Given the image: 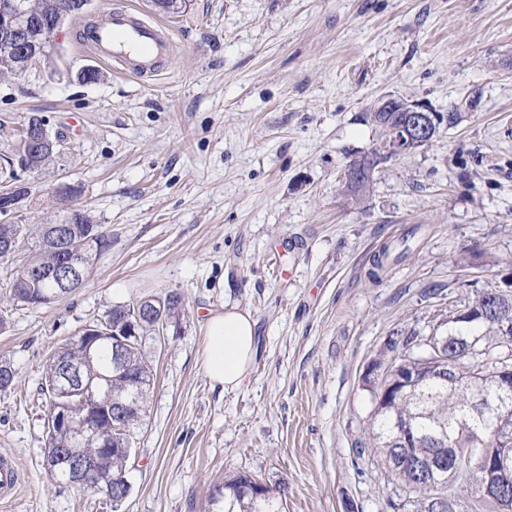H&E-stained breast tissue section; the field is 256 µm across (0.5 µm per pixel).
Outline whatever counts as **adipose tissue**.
Here are the masks:
<instances>
[{"label":"adipose tissue","mask_w":512,"mask_h":512,"mask_svg":"<svg viewBox=\"0 0 512 512\" xmlns=\"http://www.w3.org/2000/svg\"><path fill=\"white\" fill-rule=\"evenodd\" d=\"M203 336L202 366L207 377L225 390L240 387L257 355L252 315L235 306L210 310Z\"/></svg>","instance_id":"obj_1"}]
</instances>
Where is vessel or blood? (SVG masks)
<instances>
[{
    "mask_svg": "<svg viewBox=\"0 0 512 512\" xmlns=\"http://www.w3.org/2000/svg\"><path fill=\"white\" fill-rule=\"evenodd\" d=\"M84 45L99 61L120 62L127 73L144 77L159 72L173 52L171 36L156 23L137 17L133 10H113L90 28ZM20 483L14 460L0 458V499L9 500Z\"/></svg>",
    "mask_w": 512,
    "mask_h": 512,
    "instance_id": "obj_1",
    "label": "vessel or blood"
}]
</instances>
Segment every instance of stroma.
<instances>
[{
    "mask_svg": "<svg viewBox=\"0 0 512 512\" xmlns=\"http://www.w3.org/2000/svg\"><path fill=\"white\" fill-rule=\"evenodd\" d=\"M166 25L175 53L137 78L83 50L82 28L115 9ZM25 74L0 75V157L26 117L57 143L41 171L15 167L9 224L86 215L112 237L58 303L9 301L23 255L0 265V456L22 483L0 512H212L245 471L287 486L286 512H392L380 462L357 448L372 409L365 375L390 341L427 336L464 299L512 272V0H91ZM447 118L389 159L363 197L348 161L379 146L384 97ZM79 116L71 124V116ZM399 256L371 279L382 248ZM175 291L185 312L142 336L154 370L119 507L43 467L46 360L119 300ZM256 321L244 384L201 363L208 310Z\"/></svg>",
    "mask_w": 512,
    "mask_h": 512,
    "instance_id": "stroma-1",
    "label": "stroma"
}]
</instances>
